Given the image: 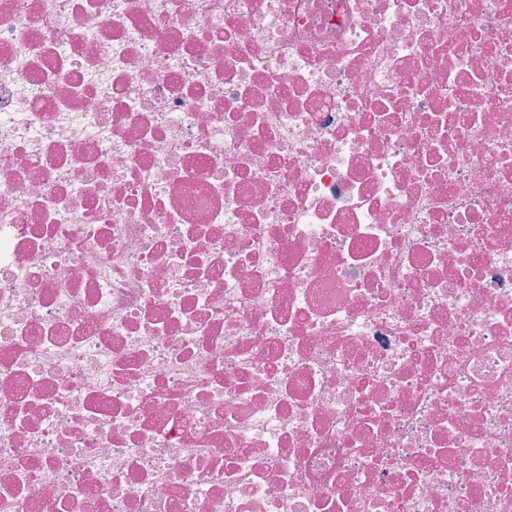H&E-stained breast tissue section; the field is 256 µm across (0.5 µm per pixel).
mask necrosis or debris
Listing matches in <instances>:
<instances>
[{
  "label": "necrosis or debris",
  "mask_w": 512,
  "mask_h": 512,
  "mask_svg": "<svg viewBox=\"0 0 512 512\" xmlns=\"http://www.w3.org/2000/svg\"><path fill=\"white\" fill-rule=\"evenodd\" d=\"M0 512H512V0H0Z\"/></svg>",
  "instance_id": "4bbe7bcc"
}]
</instances>
